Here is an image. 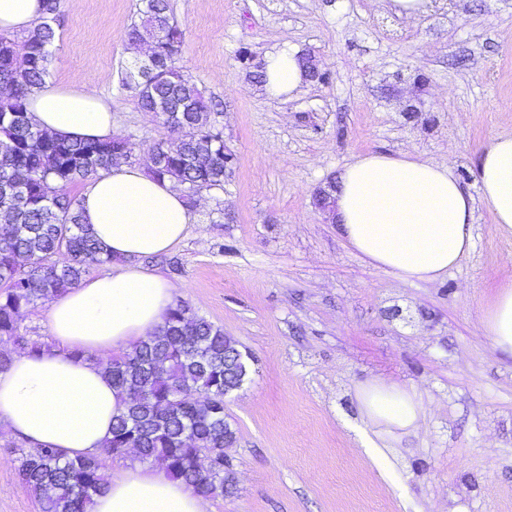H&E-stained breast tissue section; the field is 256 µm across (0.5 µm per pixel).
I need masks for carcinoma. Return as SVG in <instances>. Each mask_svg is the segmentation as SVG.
Wrapping results in <instances>:
<instances>
[{
	"instance_id": "1",
	"label": "carcinoma",
	"mask_w": 512,
	"mask_h": 512,
	"mask_svg": "<svg viewBox=\"0 0 512 512\" xmlns=\"http://www.w3.org/2000/svg\"><path fill=\"white\" fill-rule=\"evenodd\" d=\"M59 0H42L43 15L16 43L22 64L6 62L10 48L0 40V82L9 86V108L28 112L29 95L49 76V46L60 25ZM161 32L152 58L126 70L122 84L135 93L143 112L171 105V128L182 133L155 150L165 164L149 167L199 190L224 185V132L212 121V100L179 64L183 31L170 13L169 0H143L128 37L144 41ZM135 143L113 146L110 140L58 136L35 122H23L0 106V212L11 223L0 226V338L35 354L51 345L21 333L20 315L79 285L88 272L86 258L112 263L89 224L82 222L79 201L69 187L114 167L131 163ZM67 253L59 263L54 257ZM112 384L126 396L102 451L123 456L133 447L140 461L163 467L197 494L231 495L236 484L224 462V440L236 433L224 418V383L234 384L246 361L224 329L193 313L183 300L170 308L155 335L106 361H99ZM179 393L199 397L194 403ZM16 473L34 495L39 512H90L93 497L107 479L98 453L69 456L58 448L19 449Z\"/></svg>"
}]
</instances>
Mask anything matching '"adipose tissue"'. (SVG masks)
Listing matches in <instances>:
<instances>
[{
	"label": "adipose tissue",
	"instance_id": "1",
	"mask_svg": "<svg viewBox=\"0 0 512 512\" xmlns=\"http://www.w3.org/2000/svg\"><path fill=\"white\" fill-rule=\"evenodd\" d=\"M41 15L42 0H0V34L31 28ZM298 56L288 45L265 56L267 96H290L305 85ZM28 110L41 128L62 136L117 135L111 105L77 78L66 86L45 80L30 94ZM478 173L493 222L512 232V135L482 151ZM334 200L348 245L406 281H437L473 246L474 201L448 162L372 153L343 167ZM80 204L114 257L112 272L83 279L51 302L49 328L60 349L16 354L0 373V421L33 443L72 455L98 451L111 438L125 397L98 361L161 330L173 287L144 260L180 243L193 220L174 183L139 165L89 180ZM482 325L495 347L512 356V282L501 285ZM74 349L84 352L83 361L69 358ZM360 397L372 422L417 428V392L374 384ZM91 512H208V503L165 469L136 464L112 473Z\"/></svg>",
	"mask_w": 512,
	"mask_h": 512
}]
</instances>
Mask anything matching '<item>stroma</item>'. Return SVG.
<instances>
[{
	"label": "stroma",
	"mask_w": 512,
	"mask_h": 512,
	"mask_svg": "<svg viewBox=\"0 0 512 512\" xmlns=\"http://www.w3.org/2000/svg\"><path fill=\"white\" fill-rule=\"evenodd\" d=\"M169 3L181 64L219 103L235 157L153 266L248 357L224 400L236 490L209 512H512V357L481 324L512 280V233L478 200L483 148L512 134V0H430L415 17L389 0ZM140 5L60 0L50 67L110 102L137 165L172 137L121 84ZM284 44L327 78L272 99L250 74ZM368 153L451 161L476 197L473 248L441 279L370 265L318 207ZM377 382L420 395L417 429L366 422L358 393ZM25 445L0 422V512H38L15 470Z\"/></svg>",
	"instance_id": "35a3bbf8"
}]
</instances>
